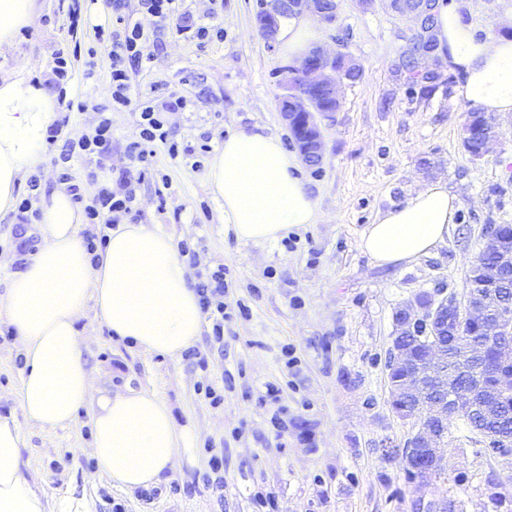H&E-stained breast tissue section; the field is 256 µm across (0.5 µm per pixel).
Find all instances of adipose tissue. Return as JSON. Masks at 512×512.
<instances>
[{
	"mask_svg": "<svg viewBox=\"0 0 512 512\" xmlns=\"http://www.w3.org/2000/svg\"><path fill=\"white\" fill-rule=\"evenodd\" d=\"M458 0H436L433 26L440 59L461 78L460 99L488 113L512 112V38L484 35L465 20ZM40 0H0V50L22 28L38 26ZM59 110L55 97L26 69L0 74V223L15 211L23 175L40 161L45 134ZM206 179L226 223L245 243L272 242L291 227L319 220L298 161L272 134L228 136ZM459 198L440 179L387 210L361 234L359 246L377 265L401 266L432 254L456 220ZM42 244L0 293V318L22 343L18 385L24 416L48 430L70 427L96 399L92 448L122 488L161 484L185 448L166 402L149 391L92 395L77 324L86 308L113 338L140 350L177 357L200 335L203 315L172 237L154 224H120L98 258L79 235L81 207L66 188L41 201ZM24 437L0 415V512H47V499L21 467Z\"/></svg>",
	"mask_w": 512,
	"mask_h": 512,
	"instance_id": "obj_1",
	"label": "adipose tissue"
}]
</instances>
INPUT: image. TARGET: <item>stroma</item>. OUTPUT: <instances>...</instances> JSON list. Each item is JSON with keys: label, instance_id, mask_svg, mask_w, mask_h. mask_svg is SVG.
Here are the masks:
<instances>
[{"label": "stroma", "instance_id": "1", "mask_svg": "<svg viewBox=\"0 0 512 512\" xmlns=\"http://www.w3.org/2000/svg\"><path fill=\"white\" fill-rule=\"evenodd\" d=\"M255 0H181L193 24L223 28L220 40L178 33L171 22L149 23L142 43L153 58L134 75L143 95L155 101L181 98L182 110L165 115L169 138L179 147L206 144L201 168L193 157L171 158L155 147L153 168L136 185L137 220L159 225L175 244H188L180 259L193 282L224 270V340L204 320L197 341L178 358L148 354L113 341L86 311L79 344L94 395L151 391L170 405L179 426L191 433L173 477L181 489L155 500L112 484L91 448V409L79 410L68 429L47 430L23 418L18 404L24 366L17 334L0 325V414L17 416L24 435L23 471L45 490L49 512H256V491L273 492L276 512H412L420 490L408 480L400 456L386 455L414 433L417 420L402 419L389 404L385 361L394 334L393 312L422 291L442 287L464 297L469 267L486 243L487 224H512V113L494 118L491 152L473 158L464 148L472 107L455 86L430 97L411 89L399 56L414 24L383 0L365 8L339 0L335 26L321 27L318 46L350 54L362 79L343 85L341 108L323 121L324 159L302 166L321 220L288 229L278 240L239 241L222 223L206 183V164L225 139L241 130L278 136L293 150L278 110L282 90L274 76L289 60L282 47L268 48L253 23ZM38 27L23 29L14 47L0 54V71L29 64L49 80L55 52L67 46L62 0H43ZM76 65L73 95L81 112H58L64 137L92 133L97 104L109 83L106 50L85 80ZM112 156L71 161V182L83 196L117 186L128 166L138 113L115 112ZM97 179H90V172ZM444 180L461 200L445 244L400 267H380L359 247L367 224L403 204L419 185ZM42 243L38 224L0 223V292L11 274L24 270ZM293 346L299 361L285 365ZM222 396L210 404L201 386ZM441 491L460 500L464 512H494L486 481L496 476L512 497V471L490 460L482 444L449 438ZM224 460V482H208L209 461ZM468 476L467 488L454 483Z\"/></svg>", "mask_w": 512, "mask_h": 512}]
</instances>
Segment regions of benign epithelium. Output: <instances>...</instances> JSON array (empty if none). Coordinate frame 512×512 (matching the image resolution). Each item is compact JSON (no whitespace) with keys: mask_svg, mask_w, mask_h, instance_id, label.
Listing matches in <instances>:
<instances>
[{"mask_svg":"<svg viewBox=\"0 0 512 512\" xmlns=\"http://www.w3.org/2000/svg\"><path fill=\"white\" fill-rule=\"evenodd\" d=\"M390 8L400 15H410L419 21L416 38L420 56H429L433 41L432 31L422 24V10L404 3L389 2ZM316 16L327 25L336 21L335 0H258L255 25L268 45L276 42L281 26L290 19ZM279 85L283 89L281 115L294 129L300 127L305 138L298 142L304 161L319 165L323 159L322 120L329 117L320 100L299 89L318 86L333 100L337 99L336 57L323 48H312L301 60L278 69ZM482 122L477 124L485 145H490L497 133L490 114L478 113ZM487 246L500 253L499 264L512 267V252L501 243L498 225L486 231ZM490 270L476 258L471 264L465 299L446 294V290L420 292L395 309L393 325L395 336L389 353L387 368L410 366L414 372L391 383L390 406L400 418L420 416L419 428L408 447L418 449L416 459L401 453L405 469L421 470L426 476L422 486L433 481L445 466L442 447L447 438L448 415L457 407L455 399L448 398V346L456 342L458 323L470 324L484 336L508 338L512 336V306L506 304L497 291L490 289ZM408 336L425 338L424 355L416 358L410 348L399 344ZM493 391L497 397L512 395V344L503 343L499 349V367L495 373Z\"/></svg>","mask_w":512,"mask_h":512,"instance_id":"obj_1","label":"benign epithelium"}]
</instances>
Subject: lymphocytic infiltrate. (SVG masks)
<instances>
[{
    "instance_id": "1",
    "label": "lymphocytic infiltrate",
    "mask_w": 512,
    "mask_h": 512,
    "mask_svg": "<svg viewBox=\"0 0 512 512\" xmlns=\"http://www.w3.org/2000/svg\"><path fill=\"white\" fill-rule=\"evenodd\" d=\"M104 5L110 9L116 24L124 30L123 37H116L104 27H96L93 42H86L85 34L79 28L80 8L77 0H72L67 9L68 34L70 46L58 51L53 58L52 73L54 87L58 93V102L66 110H84V102L69 98L68 88L72 81L74 63L81 56L95 57L97 47H104L108 52L111 69V80L105 90L108 103L105 113L100 116L92 134L82 136L77 140H65L59 155L61 164H69L76 156H94L98 160H106L112 146L111 112L131 111L138 113L139 135L129 146L132 162L130 168L120 176L121 191L111 188H101L84 206L89 223L98 226V233L87 236L85 244L89 253H96L99 247L105 246L107 231L121 218L130 216L136 200L134 185L144 178L152 164L154 147L163 143L167 146L170 156H178L177 143L168 139L164 128L163 115L183 107L182 99L155 103L154 100L143 97L137 86L132 82L133 74L146 68L149 59L144 56L140 43L144 37L143 22H129L123 9L124 0H104ZM197 293L200 297L201 308L213 322V334L216 340L224 338V271L215 269L206 282L199 284Z\"/></svg>"
}]
</instances>
